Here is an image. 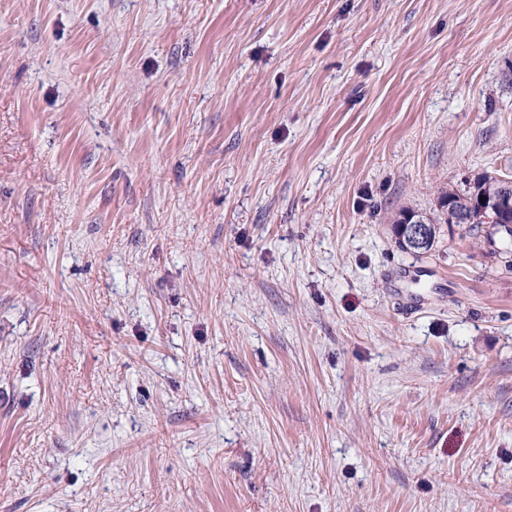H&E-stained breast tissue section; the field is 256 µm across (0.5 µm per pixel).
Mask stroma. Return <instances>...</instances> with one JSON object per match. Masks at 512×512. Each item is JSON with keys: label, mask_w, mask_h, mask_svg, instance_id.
<instances>
[{"label": "stroma", "mask_w": 512, "mask_h": 512, "mask_svg": "<svg viewBox=\"0 0 512 512\" xmlns=\"http://www.w3.org/2000/svg\"><path fill=\"white\" fill-rule=\"evenodd\" d=\"M512 0H0V512H512ZM486 175L493 177L489 181V185L491 184V187H489L488 192L485 186L488 182L487 176L483 178L485 179L483 182V179H476L474 176L469 181H466V188L463 191L448 192L455 196L456 199L453 200V203L460 209H453L452 215H450L452 197H448L446 195L442 198L441 207L448 206V217L451 219L452 224H468L470 220L472 221L471 217H467V213L461 210H472L474 217H478V215H480L478 207L483 208L484 210L490 209L495 212H503L505 214H507L509 208L512 210V180L492 174ZM482 192H485V194L480 197ZM476 197H480L478 199V207H471V203L476 199ZM409 209H403L400 212V218L396 221V224L402 222ZM428 218L420 213H415L414 216H408L407 222L401 223L400 228L402 231L401 238L405 241L409 250L425 251L429 246V243L433 239V229L430 226Z\"/></svg>", "instance_id": "stroma-1"}]
</instances>
